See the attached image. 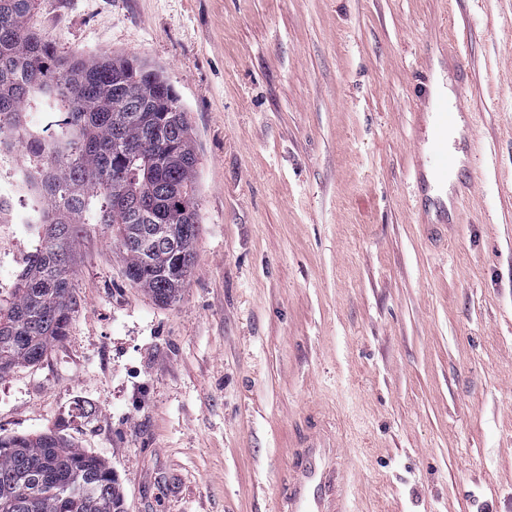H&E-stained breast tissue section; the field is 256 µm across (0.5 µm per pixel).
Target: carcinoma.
<instances>
[{
  "label": "carcinoma",
  "instance_id": "1",
  "mask_svg": "<svg viewBox=\"0 0 512 512\" xmlns=\"http://www.w3.org/2000/svg\"><path fill=\"white\" fill-rule=\"evenodd\" d=\"M37 0H0V133L20 137L39 200L37 245L0 298V375L42 361L72 319L81 224H104L128 280L169 305L195 260L198 154L164 72L137 57L60 55L24 26ZM0 512H126L101 457L56 432L0 437Z\"/></svg>",
  "mask_w": 512,
  "mask_h": 512
}]
</instances>
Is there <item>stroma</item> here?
Listing matches in <instances>:
<instances>
[{"label":"stroma","mask_w":512,"mask_h":512,"mask_svg":"<svg viewBox=\"0 0 512 512\" xmlns=\"http://www.w3.org/2000/svg\"><path fill=\"white\" fill-rule=\"evenodd\" d=\"M58 52L163 70L198 148L179 301L109 230L67 336L0 377V436L57 431L127 512H276L293 451L341 448L361 512H512V0H38ZM475 112L457 224L413 202L415 78Z\"/></svg>","instance_id":"obj_1"}]
</instances>
